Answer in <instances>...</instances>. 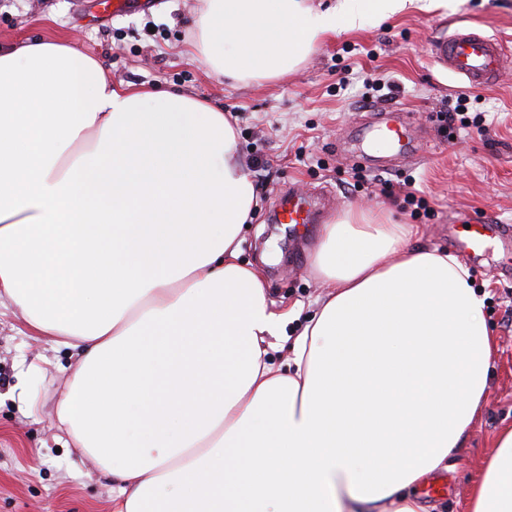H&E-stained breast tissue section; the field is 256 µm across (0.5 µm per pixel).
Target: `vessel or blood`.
Wrapping results in <instances>:
<instances>
[{
  "label": "vessel or blood",
  "mask_w": 512,
  "mask_h": 512,
  "mask_svg": "<svg viewBox=\"0 0 512 512\" xmlns=\"http://www.w3.org/2000/svg\"><path fill=\"white\" fill-rule=\"evenodd\" d=\"M431 56L437 65L472 89L492 84L500 71L512 67V53L500 40L477 33L469 26L457 27L452 33L437 37L431 45ZM377 146L397 155L411 149V140L399 108L388 110L385 130ZM279 219L284 224H308L312 215L302 197L292 193L282 201ZM486 241L483 225L474 224L464 237L455 239L454 244L461 250L477 254L483 251Z\"/></svg>",
  "instance_id": "b4317fda"
}]
</instances>
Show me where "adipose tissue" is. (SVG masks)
<instances>
[{
	"label": "adipose tissue",
	"mask_w": 512,
	"mask_h": 512,
	"mask_svg": "<svg viewBox=\"0 0 512 512\" xmlns=\"http://www.w3.org/2000/svg\"><path fill=\"white\" fill-rule=\"evenodd\" d=\"M340 23L361 11L202 0L193 49L275 80ZM258 205L219 107L113 84L61 41L0 47V302L71 351L58 428L117 483L112 512H426L417 488L484 406L487 294L414 225L349 207L309 256L316 309L274 310L241 258ZM467 512H512V426Z\"/></svg>",
	"instance_id": "adipose-tissue-1"
}]
</instances>
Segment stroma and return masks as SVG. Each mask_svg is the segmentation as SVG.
<instances>
[{"label": "stroma", "instance_id": "stroma-1", "mask_svg": "<svg viewBox=\"0 0 512 512\" xmlns=\"http://www.w3.org/2000/svg\"><path fill=\"white\" fill-rule=\"evenodd\" d=\"M101 2L0 0V45L67 40L100 59L113 84L187 90L233 113L238 155L259 196L242 258L263 262L276 306L307 304L325 291L308 263L320 225L273 219L287 191L326 196L328 223L350 206L392 210L418 226L423 244L440 248L450 225L496 218L484 252L465 261L489 294L496 352L485 405L436 476L440 492L420 495L438 512H465L498 432L512 425V233L502 232L512 225V69L469 90L433 63L430 48L442 33L470 25L512 50V0H447L385 20L358 0L360 28H337L285 78L235 85L210 74L192 49L200 0H155L114 18ZM463 92L465 123H447L441 111ZM387 105L413 117L416 150L380 171L359 152ZM410 190L422 207L404 203ZM73 363L66 349L31 335L15 307H0V512H112L111 477L56 426Z\"/></svg>", "mask_w": 512, "mask_h": 512}]
</instances>
